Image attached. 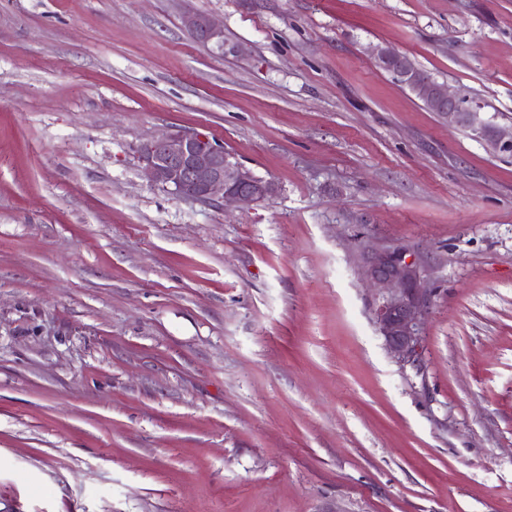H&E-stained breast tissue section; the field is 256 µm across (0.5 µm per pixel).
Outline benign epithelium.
<instances>
[{
    "label": "benign epithelium",
    "instance_id": "obj_1",
    "mask_svg": "<svg viewBox=\"0 0 512 512\" xmlns=\"http://www.w3.org/2000/svg\"><path fill=\"white\" fill-rule=\"evenodd\" d=\"M183 22L200 41L224 49V27L209 15L189 12ZM375 57L383 68L399 63L390 72L429 104H446L438 116L448 121V127L466 131L497 153L512 154V130L499 127L469 96L450 92L425 73L410 68L398 53L379 47ZM140 160L152 184L181 198L261 203L278 192L274 181L256 175L221 144L200 134L173 132L151 140L140 148ZM359 257L365 279L377 291L373 322L379 334L400 363L415 361L429 306L420 264L403 248L368 242L360 244Z\"/></svg>",
    "mask_w": 512,
    "mask_h": 512
}]
</instances>
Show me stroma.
<instances>
[{
  "label": "stroma",
  "instance_id": "1",
  "mask_svg": "<svg viewBox=\"0 0 512 512\" xmlns=\"http://www.w3.org/2000/svg\"><path fill=\"white\" fill-rule=\"evenodd\" d=\"M378 46L512 128V0H0V512H512V155ZM179 130L277 194L153 185ZM363 238L423 265L420 367ZM183 22L185 27L200 41L212 44L217 49L224 47V27L218 25L208 14L188 12ZM378 66L387 67L397 62L398 66L390 72L402 85H411L421 98L433 106L446 103L447 107L437 112L438 116L448 120V127L466 131L472 138L486 142L495 152L512 154V130L499 127L492 118L485 115L475 102L460 92H449L442 84L421 71L408 65L401 66L404 56L378 47L375 53Z\"/></svg>",
  "mask_w": 512,
  "mask_h": 512
}]
</instances>
